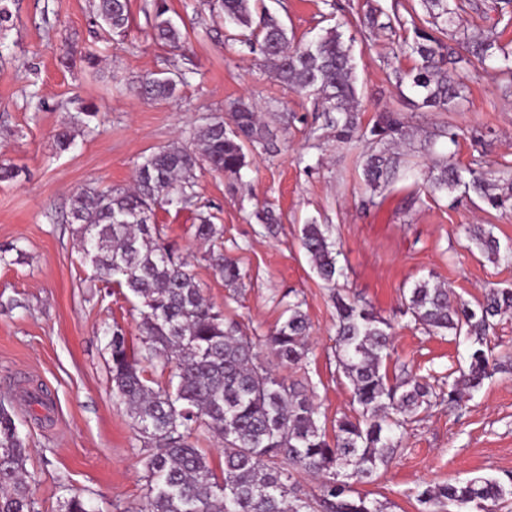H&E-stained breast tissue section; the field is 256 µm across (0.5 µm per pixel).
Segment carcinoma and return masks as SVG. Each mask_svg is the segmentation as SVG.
Returning <instances> with one entry per match:
<instances>
[{
	"label": "carcinoma",
	"instance_id": "1",
	"mask_svg": "<svg viewBox=\"0 0 512 512\" xmlns=\"http://www.w3.org/2000/svg\"><path fill=\"white\" fill-rule=\"evenodd\" d=\"M429 26L410 19L412 40L404 53L417 65L398 76L407 81L412 107L448 111L463 98L464 77L444 68L454 55L444 37L463 36L481 65L512 75V50L497 36L471 32L454 0H420ZM224 22L242 31L243 42L258 53L290 88L313 96L334 113L328 126L347 142L358 128L355 111L354 58L341 33L329 29L316 40L290 45L287 29L267 9L251 0H210ZM99 25L109 38L123 37L130 23L129 0H95ZM155 38L173 51L186 37L168 16L166 0H154L150 16ZM185 82L182 71L147 75L139 92L148 100L172 98ZM266 129L249 105L237 102L229 120L219 116L197 136V148L168 146L139 165L132 190L100 191L88 187L70 200L71 223L79 247L105 288L127 290L140 303L143 355L131 353L118 324L110 328V373L114 393L125 404L138 432L156 452L146 461L149 492L145 512H384L365 496H353L350 480H367L388 464L395 436L406 418L431 403L427 383L402 378L390 384L382 372L391 345V325L374 310L336 288L340 274L327 229L310 222L301 240L319 278L330 286L336 308V355L348 379L353 414L336 420L333 437L321 425L314 403L295 386L255 363L254 343L203 295L185 261L168 247L164 230L152 220L173 193L188 205L196 197L195 172L203 165L218 173L238 174L246 166V147L266 140ZM379 150L366 155L363 175L373 189L387 188L406 171V161L392 146L407 132L396 112L379 115L370 128ZM431 193L477 195L491 209L512 211V179L498 186L480 175L465 179L446 161L428 170ZM224 230L199 217L196 236L223 237ZM489 259L512 260V247L501 248L492 233L471 235ZM212 268L231 286L241 278L237 263L221 252L209 253ZM406 312L432 333L450 332L470 343L467 370L448 382L440 395L448 403L461 390L481 385L512 359L492 358L486 337L493 319L512 309V288H491L486 302L470 304L451 298L448 289L421 281L404 295ZM310 324L299 301L288 303V318L263 337V345L280 360L299 364L308 354ZM169 370L168 381L152 388L142 362ZM203 430L224 445V470L217 477L193 437ZM28 456L13 415L0 412V512H35L24 472ZM326 474L313 499L299 495L292 471ZM512 499V481L474 477L464 483L428 487L418 495L422 512L484 510Z\"/></svg>",
	"mask_w": 512,
	"mask_h": 512
}]
</instances>
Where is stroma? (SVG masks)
Returning a JSON list of instances; mask_svg holds the SVG:
<instances>
[{
	"label": "stroma",
	"mask_w": 512,
	"mask_h": 512,
	"mask_svg": "<svg viewBox=\"0 0 512 512\" xmlns=\"http://www.w3.org/2000/svg\"><path fill=\"white\" fill-rule=\"evenodd\" d=\"M153 0H130L132 21L121 40H105L92 0H12L0 31V161L19 175L0 182V404L13 414L29 448L26 463L36 512H61L71 495L94 512H143L145 461L153 448L141 438L112 391L108 368L111 324L140 348L139 305L103 288L85 262L69 222L73 192L127 188L143 158L160 147H193L212 117L237 100L253 103L268 130L267 146L247 151L240 174L201 169L194 205L156 209L166 243L188 262L206 299L236 321L243 334H268L301 300L311 324L307 357L280 363L265 348L256 362L286 382H301L325 427L350 412L351 387L336 358V310L300 241L303 224L327 225L339 253L340 287L392 327L383 368L391 377L447 380L466 366L469 343L427 332L407 313L402 292L423 279L468 303L486 287H512V265L494 263L471 245L466 227L490 228L512 245V212L488 208L478 196L450 202L431 197L426 175L447 158L489 179L512 171V81L469 64L458 49L457 73L467 75L465 100L449 112L404 106L396 71L412 59L399 51L401 33L373 31V8L407 15L419 0H264L293 43L338 28L352 44L357 111L363 128L383 112L399 113L409 134L403 149L415 167L384 191L362 177L366 142L337 141L324 128L313 97L288 88L258 55L230 41V28L206 0H167L169 15L188 36L180 57L153 43ZM95 50L100 63L83 55ZM191 74L176 98L148 102L140 78L172 67ZM455 139L439 136V129ZM66 129L72 146L53 136ZM280 218L274 230L266 211ZM223 225L221 247L242 278L226 287L212 269V244L195 237L199 213ZM45 387L50 409L24 400L27 383ZM477 476L512 479V373L498 372L466 390L455 407L435 404L408 418L388 466L354 489L387 503V512H421L426 487Z\"/></svg>",
	"instance_id": "obj_1"
}]
</instances>
